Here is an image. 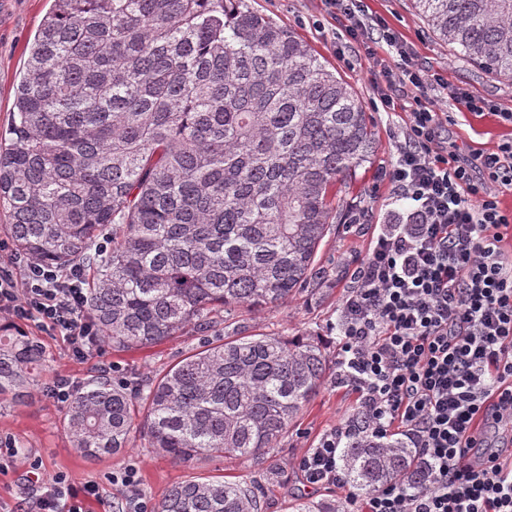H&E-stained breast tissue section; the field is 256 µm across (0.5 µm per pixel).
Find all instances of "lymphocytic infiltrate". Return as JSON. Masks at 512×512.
Segmentation results:
<instances>
[{
	"mask_svg": "<svg viewBox=\"0 0 512 512\" xmlns=\"http://www.w3.org/2000/svg\"><path fill=\"white\" fill-rule=\"evenodd\" d=\"M382 38L401 60L375 90L383 109L390 87H412L409 124L388 178L411 203L404 223L381 231L357 267L336 331V383L355 394L357 413L297 461L307 483L346 489L343 512H512V462L498 436L512 428V141L470 162L441 144L443 118L424 85L468 111L490 101L441 79L426 82L398 36ZM66 340L87 358L101 347L86 311L82 269L22 257L0 241V318ZM377 439L403 436L429 467L420 487L383 485L366 499L348 491L340 449L354 427ZM37 512H85L101 499L93 480L58 474L39 482Z\"/></svg>",
	"mask_w": 512,
	"mask_h": 512,
	"instance_id": "lymphocytic-infiltrate-1",
	"label": "lymphocytic infiltrate"
}]
</instances>
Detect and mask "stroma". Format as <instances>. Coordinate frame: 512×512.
I'll use <instances>...</instances> for the list:
<instances>
[{
  "mask_svg": "<svg viewBox=\"0 0 512 512\" xmlns=\"http://www.w3.org/2000/svg\"><path fill=\"white\" fill-rule=\"evenodd\" d=\"M246 2L251 9L296 32L322 62L336 70L364 105L372 109L377 151L370 163L348 180L336 200L342 211L361 213L362 221L332 230L326 236L317 257L319 266L326 272L325 278L313 289L277 307L265 310L243 307L232 318L236 328L246 335L320 338L329 358L326 379L299 421L282 439L268 468L235 458H205L186 467L144 447L138 439L121 455L90 460L74 450L64 428L63 407L38 397L27 407L0 409V437H10L30 457L41 460L44 478L63 472L76 483L86 480L102 483L104 501L91 503L90 512H121L126 493L108 485L106 478L112 471L130 464L138 470L139 493L152 504L172 485L193 476L257 480L262 488V512H292L293 504L299 500L339 503L344 500V490L308 485L293 463L307 449L315 447L323 435L356 413L354 395L336 385L338 338L334 325L339 307L350 292L352 274L372 248L376 225L388 223L392 213L408 208L407 201L398 199L390 183L383 180L381 171L396 158L403 140L409 100L399 92L395 95V110L374 109V85L380 79V66L396 65L398 57L382 43L377 46L376 56L365 54L359 40L346 35L345 20L328 15L321 0ZM51 5L52 0H8L0 9V129L6 127L13 110L15 88L27 59V45ZM361 9L370 23H381L398 35L424 74L439 76L450 86L467 89L499 109H512V79L485 74L454 54L433 35L415 11L412 0H362ZM434 107L450 115L448 141L459 154L492 150L512 138V127L501 124L495 116L473 114L451 100H435ZM23 332L45 351L44 378L62 373L80 384L102 373L109 364L116 365L119 377L126 380L158 377L198 343L197 337L186 335L143 349L105 345L100 354L77 360L60 338L45 335L31 325L24 326ZM36 497L37 485L27 477L25 468L0 474V507L6 512H34Z\"/></svg>",
  "mask_w": 512,
  "mask_h": 512,
  "instance_id": "stroma-1",
  "label": "stroma"
}]
</instances>
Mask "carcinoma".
Masks as SVG:
<instances>
[{"label":"carcinoma","mask_w":512,"mask_h":512,"mask_svg":"<svg viewBox=\"0 0 512 512\" xmlns=\"http://www.w3.org/2000/svg\"><path fill=\"white\" fill-rule=\"evenodd\" d=\"M413 5L452 51L512 79V0ZM375 149L352 88L245 0H52L0 132L12 243L92 272L86 310L107 345L202 337L147 385L101 374L78 387L65 419L80 455L122 453L138 431L186 467L272 457L324 382V348L244 336L224 315L277 306L324 278L316 255L336 220V184ZM43 367L40 347L1 332L0 402L31 404ZM341 466L365 494L428 476L406 441L359 433ZM154 512H261V496L245 479H190ZM293 512L340 510L299 501Z\"/></svg>","instance_id":"carcinoma-1"}]
</instances>
